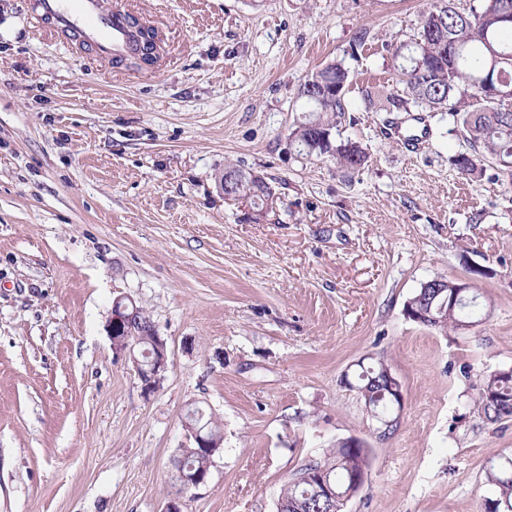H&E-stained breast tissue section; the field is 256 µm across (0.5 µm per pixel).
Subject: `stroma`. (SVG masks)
<instances>
[{"label": "stroma", "instance_id": "35a3bbf8", "mask_svg": "<svg viewBox=\"0 0 512 512\" xmlns=\"http://www.w3.org/2000/svg\"><path fill=\"white\" fill-rule=\"evenodd\" d=\"M119 3L158 27L154 65L0 0V512H162L196 407L224 444L184 512H276L353 436L370 472L342 512H484L488 468L512 457V420L474 406L483 374L512 368V170L463 179L444 112L410 155L384 134L409 114L362 94L391 92L429 0ZM340 59L353 110L333 137L368 154L351 174L288 141L299 85ZM228 163L267 178L268 210L224 198ZM466 277L482 325L406 318L422 283ZM123 295L167 342L149 395L108 335ZM379 359L404 392L388 436L343 383Z\"/></svg>", "mask_w": 512, "mask_h": 512}]
</instances>
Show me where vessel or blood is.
I'll list each match as a JSON object with an SVG mask.
<instances>
[{"instance_id": "1", "label": "vessel or blood", "mask_w": 512, "mask_h": 512, "mask_svg": "<svg viewBox=\"0 0 512 512\" xmlns=\"http://www.w3.org/2000/svg\"><path fill=\"white\" fill-rule=\"evenodd\" d=\"M33 9L51 21L56 33H77L104 58H124L134 51L125 11L108 7L105 0H33Z\"/></svg>"}]
</instances>
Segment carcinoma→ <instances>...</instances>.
I'll list each match as a JSON object with an SVG mask.
<instances>
[{"instance_id": "obj_1", "label": "carcinoma", "mask_w": 512, "mask_h": 512, "mask_svg": "<svg viewBox=\"0 0 512 512\" xmlns=\"http://www.w3.org/2000/svg\"><path fill=\"white\" fill-rule=\"evenodd\" d=\"M393 67L397 83L409 99L397 93L386 95L385 112H407L408 103L433 112H446L463 139L465 149L452 162L464 179L482 176L485 162H502L512 157V100H501L492 88L512 90V0H478L466 12L454 6V0H431L420 18L417 38L412 45L398 47ZM350 69L343 61H333L312 74L298 88L307 115L289 133L290 145L307 157L327 156L346 172H356L367 163V152L355 142L336 144L332 132L351 111L347 100ZM231 179L234 200H241L257 211L268 208L274 189L265 178L233 165L224 166L217 182ZM448 289V304L433 313L426 326L438 330H461L462 324L481 325L487 318V305L480 294L470 290L453 299ZM135 330L142 337L140 348H151L154 324L143 308L135 314ZM477 411L490 423L512 418V373L491 371L483 375L475 399ZM187 424L210 436L223 434L217 420L196 407L187 416ZM218 448L185 449V466L202 475L210 474ZM370 466L365 450L339 443L326 459L304 465L281 490L277 505L286 502L288 512H330L331 504L310 494L325 479L336 490L348 488L346 469L354 471ZM488 481L497 496L485 502L484 512H512V458L490 467Z\"/></svg>"}]
</instances>
